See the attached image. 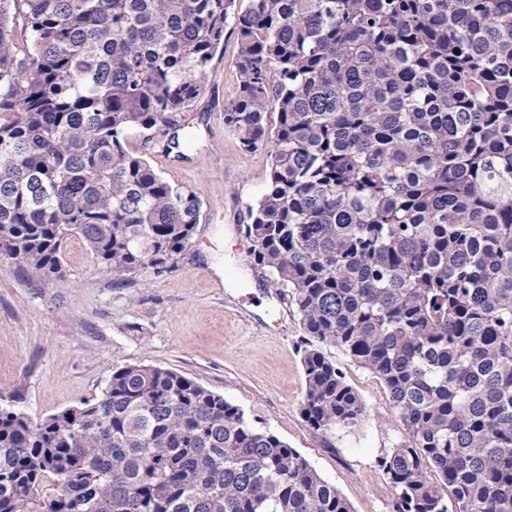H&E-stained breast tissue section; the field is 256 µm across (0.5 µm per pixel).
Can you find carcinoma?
<instances>
[{
  "label": "carcinoma",
  "instance_id": "obj_1",
  "mask_svg": "<svg viewBox=\"0 0 512 512\" xmlns=\"http://www.w3.org/2000/svg\"><path fill=\"white\" fill-rule=\"evenodd\" d=\"M237 2L0 0V261L51 278L75 236L169 270L200 200L129 140L177 126L231 23L224 125L271 143L248 260L305 334L303 418L365 412L337 348L408 432L380 459L393 512H512V0ZM0 512L351 508L223 395L134 364L40 421L0 407Z\"/></svg>",
  "mask_w": 512,
  "mask_h": 512
}]
</instances>
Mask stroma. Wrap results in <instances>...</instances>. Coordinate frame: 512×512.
<instances>
[{
  "label": "stroma",
  "instance_id": "35a3bbf8",
  "mask_svg": "<svg viewBox=\"0 0 512 512\" xmlns=\"http://www.w3.org/2000/svg\"><path fill=\"white\" fill-rule=\"evenodd\" d=\"M237 54V35L225 29L206 88L180 122L192 139L184 154L129 141L131 152L203 203L191 244L168 271L106 270L78 237L65 246L58 281L0 261V406L41 420L97 398L119 368H169L299 451L352 512H392L395 491L378 460L409 437L386 388L330 349L365 413L352 429L308 426L299 320L268 274L246 263L248 207L264 190L270 158L264 147L244 151L224 124V105L237 92Z\"/></svg>",
  "mask_w": 512,
  "mask_h": 512
}]
</instances>
